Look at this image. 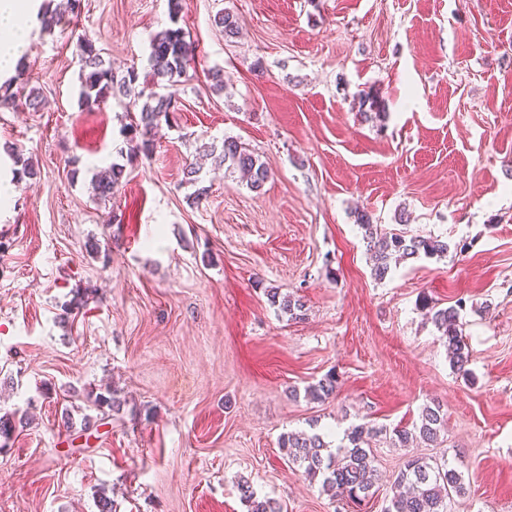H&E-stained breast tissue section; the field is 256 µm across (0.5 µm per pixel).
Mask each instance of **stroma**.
Wrapping results in <instances>:
<instances>
[{"instance_id":"1","label":"stroma","mask_w":512,"mask_h":512,"mask_svg":"<svg viewBox=\"0 0 512 512\" xmlns=\"http://www.w3.org/2000/svg\"><path fill=\"white\" fill-rule=\"evenodd\" d=\"M180 24L195 68L152 158H127L119 100L81 106L79 41L146 73L168 0H82L35 30L25 77L47 103L0 110V178L16 153L36 170L0 206V415L30 418L0 448V512H98L103 493L117 512H247L242 479L281 512H384L408 459L442 456L466 487L451 512H512V0H184ZM370 96L383 120L366 119ZM227 136L270 180L255 192L208 161L191 203L186 164ZM113 163L116 198L94 199ZM359 209L450 250L376 279ZM428 302L462 305L468 375ZM329 373L335 394L306 397ZM107 392L119 409L96 406ZM432 402L438 443L378 437L360 503L279 448L288 432L335 445L355 424L408 427ZM124 170L123 165L113 163L100 171L92 184L94 195L98 200L109 201L115 197L121 185Z\"/></svg>"}]
</instances>
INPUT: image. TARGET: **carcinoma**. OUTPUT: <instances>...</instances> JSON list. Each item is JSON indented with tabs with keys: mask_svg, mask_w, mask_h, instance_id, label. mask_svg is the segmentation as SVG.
Wrapping results in <instances>:
<instances>
[{
	"mask_svg": "<svg viewBox=\"0 0 512 512\" xmlns=\"http://www.w3.org/2000/svg\"><path fill=\"white\" fill-rule=\"evenodd\" d=\"M81 10V0H59L56 9L47 20L52 25L65 14L77 15ZM170 26L156 33L150 41L149 71L140 75L134 68L122 75L112 69L105 59L102 49L91 39L80 41V102L92 108L120 96L128 100V105L137 108L130 113L127 127L130 142V155L151 157L156 135L162 125L170 124L171 116L178 109V94L173 91L176 79L187 73L193 57L188 53L185 30L179 26L183 12V0H168ZM214 24L224 31V37L234 38L239 33L236 15L229 10L214 16ZM26 66L21 65L18 73L4 85L0 94V109L12 110L26 108L34 112L45 104L39 90H25L26 84H20L13 92L14 82L24 75ZM204 154L212 158L217 166L237 171L246 182V186L255 192L263 189L270 178V172L260 156L243 146L239 139L224 138L221 150L213 145L204 147ZM124 166L111 164L96 176L92 188L97 199L110 201L121 185ZM356 222L364 231V238L373 258L375 278L384 279L391 266L409 259L420 257L433 258L448 253L447 242L434 237L386 234L379 231L372 217L364 210L356 211ZM274 304L291 319L304 316V304L291 295L279 297L278 292L271 294ZM461 307L428 308L431 322L443 339L448 350L452 367L464 374L468 373L469 351L463 339L460 321ZM337 379L328 374L317 384L307 387L306 393L313 400H325L336 392ZM26 424V417H16V413L0 416V438L9 440L17 426ZM445 427V414L441 405H425L419 415V422L413 428L394 427L389 439L392 444L405 447L414 441L434 443ZM382 434V429L359 424L346 432L336 451L318 433L311 435L288 432L280 439V448L288 462L303 469L304 474L314 480L321 478L325 491L334 494H347L354 500H363L373 495L377 468L371 452L372 440ZM397 486L403 491L394 495L386 512H448V502L452 494L465 492L461 472L447 459L431 460L413 458L406 462L397 477ZM238 488L241 499L247 503L248 512H280L276 502L259 499L252 486L242 481Z\"/></svg>",
	"mask_w": 512,
	"mask_h": 512,
	"instance_id": "1",
	"label": "carcinoma"
}]
</instances>
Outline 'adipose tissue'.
<instances>
[{
  "mask_svg": "<svg viewBox=\"0 0 512 512\" xmlns=\"http://www.w3.org/2000/svg\"><path fill=\"white\" fill-rule=\"evenodd\" d=\"M40 0H0V79L12 76L30 44Z\"/></svg>",
  "mask_w": 512,
  "mask_h": 512,
  "instance_id": "1",
  "label": "adipose tissue"
}]
</instances>
